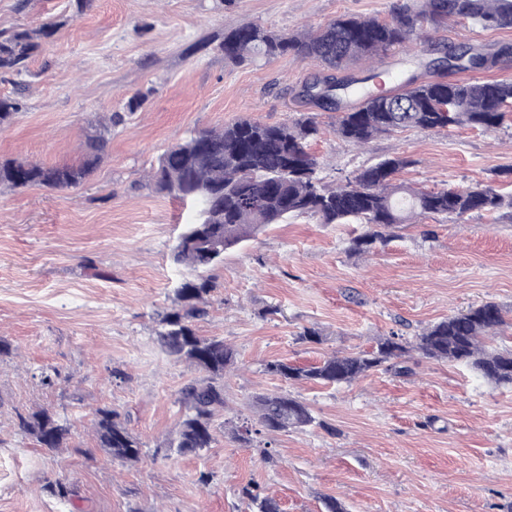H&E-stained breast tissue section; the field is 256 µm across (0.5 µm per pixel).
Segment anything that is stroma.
<instances>
[{
  "label": "stroma",
  "instance_id": "obj_1",
  "mask_svg": "<svg viewBox=\"0 0 512 512\" xmlns=\"http://www.w3.org/2000/svg\"><path fill=\"white\" fill-rule=\"evenodd\" d=\"M406 0H0V31L58 23L22 75H0V97L22 108L0 126V160L78 162L85 135L111 114L102 162L78 185L0 190V512H249L240 490L259 485L282 512H512V386L471 368L410 355L406 373L371 371L351 385H288L265 365H300L370 349L391 334L413 340L435 322L489 301L512 310V211L441 216L393 227L386 243L350 251L360 224L288 218L224 254L200 335L236 352L211 448L164 452L198 379L156 340L191 273L170 253L196 207L147 186L163 150L190 131L237 119L278 124L316 115L310 145L329 185L394 154L412 164L397 182L423 190L491 184L512 189V125L496 130L406 129L366 147L337 137L336 115L303 101L316 69L293 56L234 63L226 28L283 33L337 16L390 18ZM512 45V28L449 23L376 60L391 72L412 55L436 59L459 43ZM143 102L136 111L127 103ZM319 333L304 340V330ZM58 370L54 385L42 371ZM290 391L315 421L244 445L256 395ZM120 413L144 444L130 465L97 448L95 411ZM49 409L76 430L71 447L40 448L19 415ZM206 484H198L199 475ZM74 483L60 500L48 482Z\"/></svg>",
  "mask_w": 512,
  "mask_h": 512
}]
</instances>
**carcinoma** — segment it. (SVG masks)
Here are the masks:
<instances>
[{
  "label": "carcinoma",
  "mask_w": 512,
  "mask_h": 512,
  "mask_svg": "<svg viewBox=\"0 0 512 512\" xmlns=\"http://www.w3.org/2000/svg\"><path fill=\"white\" fill-rule=\"evenodd\" d=\"M471 23L484 29L512 26V0H419L403 6L391 19L340 15L310 33L287 34L244 23L224 31V57L232 61H271L291 55L326 70L302 86L301 96L318 107L337 113L336 134L362 146L379 134L404 129L444 130L470 126L482 130L500 127L505 106L512 103V78L487 82L418 80L410 77L389 94L377 89L379 73L363 79L337 76L349 65L374 60L381 54L420 36L429 26L448 21ZM57 25L43 23L32 29L0 31V73L20 75L28 61ZM448 67L490 69L498 55L465 46L443 58ZM21 103L0 98V125L10 122ZM112 123L101 122L87 137L83 159L77 164L47 166L37 162L0 161V187L44 186L63 189L83 181L101 163ZM320 135L316 117L303 116L277 125L248 119L220 128L196 131L168 146L158 157L148 184L160 194L198 208V221L186 226L171 253L174 264L196 273L181 284L177 304L161 320L157 342L170 356L206 373L181 391L184 414L167 447L180 454L198 453L214 442L212 420L224 407V370L234 364L233 349L224 340L197 334L195 322L207 314V295L214 284L205 272L223 262L224 253L257 231L293 215L318 217L324 224H368L372 231L352 240L350 250L365 252L385 241L383 229L405 224L417 215H442L460 221L472 214L512 208V195L491 185L417 191L394 183L411 164L393 155L363 168L353 179L330 187L318 175V162L309 143ZM509 311L495 302L459 312L426 328L408 346L395 335L381 337L370 351L332 354L311 365L269 362L265 371L290 382L351 383L378 368L408 372L399 359L415 350L428 359L463 363L496 385H512V346L490 347L489 333L509 324ZM258 427L241 425L235 438L250 444L263 431L281 432L314 422L308 406L287 393L259 395L253 401ZM97 447L127 463L141 459L143 443L119 420L110 407L99 408L94 419ZM20 430L39 446L56 452L69 447L73 423L66 416L42 409L19 416ZM49 492L68 499L75 485L57 480ZM242 497L257 512H280L276 499L247 485Z\"/></svg>",
  "instance_id": "cac0c4a2"
}]
</instances>
